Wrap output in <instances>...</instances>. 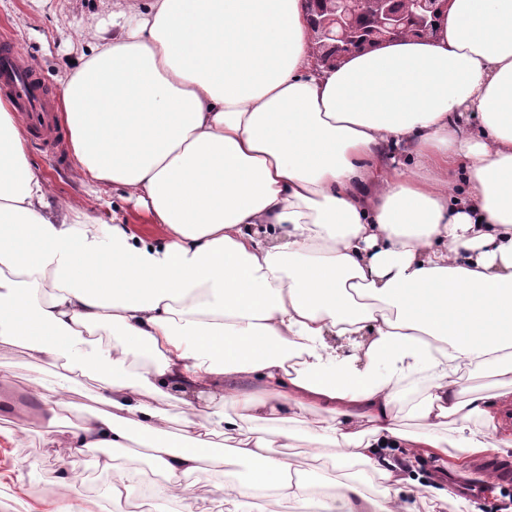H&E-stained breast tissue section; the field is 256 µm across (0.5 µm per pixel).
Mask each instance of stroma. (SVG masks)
<instances>
[{"label":"stroma","mask_w":512,"mask_h":512,"mask_svg":"<svg viewBox=\"0 0 512 512\" xmlns=\"http://www.w3.org/2000/svg\"><path fill=\"white\" fill-rule=\"evenodd\" d=\"M113 0H0V33H9L18 56L32 63L53 101H60L58 75L78 59L88 25L98 24L112 12ZM30 161L47 180L51 199L92 204L103 220L132 225L135 230L158 234L157 225L119 190L83 183L75 160L58 164L33 135H26ZM0 371L7 381L5 393L12 405L38 415L41 402L35 380L38 372L23 347L0 345ZM72 474L76 489L87 500L108 508L105 497L112 473L98 465L87 450L53 448L44 426L33 423L21 447L0 446V512H28L35 505V484L50 486L61 470ZM498 493L462 498L429 507L417 502V512H512V479H499Z\"/></svg>","instance_id":"35a3bbf8"}]
</instances>
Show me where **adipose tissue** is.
<instances>
[{
	"label": "adipose tissue",
	"mask_w": 512,
	"mask_h": 512,
	"mask_svg": "<svg viewBox=\"0 0 512 512\" xmlns=\"http://www.w3.org/2000/svg\"><path fill=\"white\" fill-rule=\"evenodd\" d=\"M310 30L305 0H124L59 74L79 177L158 239L50 201L0 99V345L38 367L51 445L108 449L113 500L200 512L205 475L222 512H415L454 492L407 487L386 448L512 449V0L330 67ZM488 366L503 384L473 394ZM90 374L103 407L68 422ZM312 416L317 481L283 454ZM137 447L143 471L117 458Z\"/></svg>",
	"instance_id": "obj_1"
}]
</instances>
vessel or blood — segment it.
<instances>
[{
	"label": "vessel or blood",
	"instance_id": "vessel-or-blood-1",
	"mask_svg": "<svg viewBox=\"0 0 512 512\" xmlns=\"http://www.w3.org/2000/svg\"><path fill=\"white\" fill-rule=\"evenodd\" d=\"M0 90L12 95L32 133L49 147L57 159H64L55 129L51 97L35 73L15 54L8 36H0Z\"/></svg>",
	"mask_w": 512,
	"mask_h": 512
}]
</instances>
